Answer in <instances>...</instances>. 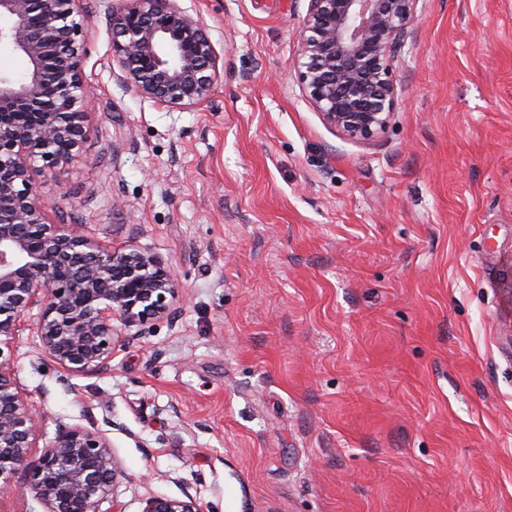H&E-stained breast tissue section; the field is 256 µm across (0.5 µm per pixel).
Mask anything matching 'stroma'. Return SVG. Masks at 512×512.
<instances>
[{"mask_svg":"<svg viewBox=\"0 0 512 512\" xmlns=\"http://www.w3.org/2000/svg\"><path fill=\"white\" fill-rule=\"evenodd\" d=\"M176 5L210 100L123 87L83 0L86 139L34 175L52 222L170 264L176 318L66 386L21 336L31 456L95 421L126 473L100 512H512V0H420L368 141L297 80L309 0ZM141 512H203L196 498L185 494L184 498H172L164 495H149L143 499Z\"/></svg>","mask_w":512,"mask_h":512,"instance_id":"obj_1","label":"stroma"}]
</instances>
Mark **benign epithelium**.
<instances>
[{"mask_svg": "<svg viewBox=\"0 0 512 512\" xmlns=\"http://www.w3.org/2000/svg\"><path fill=\"white\" fill-rule=\"evenodd\" d=\"M82 0H0V41L28 62L24 79L0 76V495L23 473L46 512H99L125 473L105 433L64 426L30 454L38 415L16 376V337L30 330L60 382L111 368L121 328L173 319L181 288L160 256L95 241L81 224L49 221L33 173L77 157L90 90L81 73L88 16ZM298 79L323 121L369 140L394 116L395 46L419 0H309ZM112 62L139 96L175 108L209 101L220 55L204 24L175 0L109 5ZM38 314L27 323L33 309ZM120 322L117 327L114 322ZM142 512H203L196 498L150 495Z\"/></svg>", "mask_w": 512, "mask_h": 512, "instance_id": "1", "label": "benign epithelium"}]
</instances>
